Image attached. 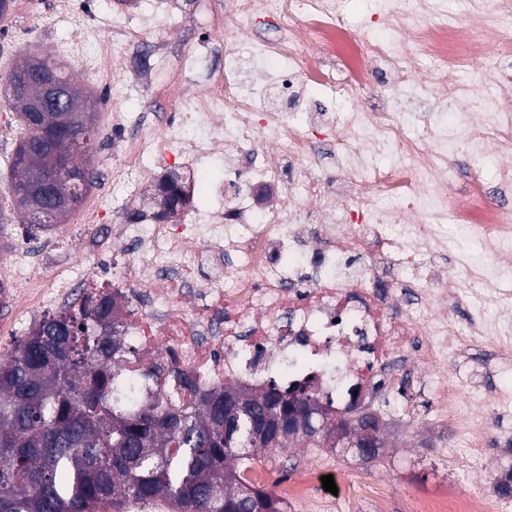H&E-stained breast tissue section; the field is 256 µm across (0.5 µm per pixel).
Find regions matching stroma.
<instances>
[{
    "mask_svg": "<svg viewBox=\"0 0 512 512\" xmlns=\"http://www.w3.org/2000/svg\"><path fill=\"white\" fill-rule=\"evenodd\" d=\"M183 11L181 28L166 42L169 66H176L184 41L208 42L220 38L215 21L200 0H179ZM95 26L98 39H86L82 24ZM159 20L142 16L138 6H119L114 0H14L12 10L0 24V81L24 56L51 54L64 60L78 85L99 102V139L91 167L95 185L82 204L61 228L27 238L22 224L13 223L0 234V282L6 281L10 261L27 255L38 270L52 274L60 265L91 257L96 241L105 234L102 224H91L92 204L112 192V145L123 130L112 128L109 117L115 105L110 88L114 76L94 71L92 65L101 49L111 47L112 38L126 30L142 33V44L131 48L124 68L146 70L151 61L144 46L152 39ZM21 137L18 116L0 97V211L11 213V154ZM26 314L21 302H0V357L9 356L17 339L37 322ZM512 463V451L492 448L472 469L452 470L448 451L441 443L414 433L392 440L385 462L366 468L351 453L314 448L261 453L255 465L265 477L264 489L304 478L308 470L333 475L341 485L338 494L317 499H292L288 512H414L417 501H442L449 492L462 495L492 491L502 467Z\"/></svg>",
    "mask_w": 512,
    "mask_h": 512,
    "instance_id": "35a3bbf8",
    "label": "stroma"
}]
</instances>
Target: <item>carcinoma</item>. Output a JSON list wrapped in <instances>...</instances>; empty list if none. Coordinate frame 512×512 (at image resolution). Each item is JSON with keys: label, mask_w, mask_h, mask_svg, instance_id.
Instances as JSON below:
<instances>
[{"label": "carcinoma", "mask_w": 512, "mask_h": 512, "mask_svg": "<svg viewBox=\"0 0 512 512\" xmlns=\"http://www.w3.org/2000/svg\"><path fill=\"white\" fill-rule=\"evenodd\" d=\"M47 64L66 92L62 107L39 119L21 100H9L22 136L11 161L18 221L27 235L50 231L72 214L39 223L22 190L42 180L44 159L35 143L56 137V149L76 168L93 150L97 128L76 119L96 109L65 67L50 58L25 57L7 74ZM165 211L185 199L180 176L161 184ZM121 322L114 299L84 293L48 314L0 361V512H115L131 501H164L171 512H288L274 493L251 483L247 473L262 450L337 448L336 417L309 383L259 391L224 385L193 389L182 373H140L133 383L122 365ZM165 380L173 404L149 399ZM360 457L374 467L383 460L382 433Z\"/></svg>", "instance_id": "1"}]
</instances>
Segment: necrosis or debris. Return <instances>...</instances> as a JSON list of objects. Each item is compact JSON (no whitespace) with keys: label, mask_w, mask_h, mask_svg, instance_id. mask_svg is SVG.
Listing matches in <instances>:
<instances>
[{"label":"necrosis or debris","mask_w":512,"mask_h":512,"mask_svg":"<svg viewBox=\"0 0 512 512\" xmlns=\"http://www.w3.org/2000/svg\"><path fill=\"white\" fill-rule=\"evenodd\" d=\"M464 2L466 28L446 0H379L371 24L387 35L372 38L350 32L341 0H221L219 61L204 66L184 42L156 89L171 107L163 129L112 115L136 134L112 167L121 195L95 213L123 252L53 276L20 257L14 284L43 309L73 286L108 289L128 373L161 365L201 390L308 381L344 418L398 397L382 425L423 421L447 436L453 467L469 466L512 417V391L473 383L462 361L485 349L490 373L512 369V208L489 205L479 180L460 198L448 187L458 152L512 154V75L498 65L512 58L500 25L512 0ZM272 19L280 37H254ZM467 59L484 65L466 83ZM378 86L407 93L420 124L392 104L362 110ZM317 89L346 111L319 109ZM449 105L454 140L428 120ZM221 146L209 205L126 221L148 176L203 171ZM451 222L478 238L483 263L447 270Z\"/></svg>","instance_id":"4bbe7bcc"}]
</instances>
